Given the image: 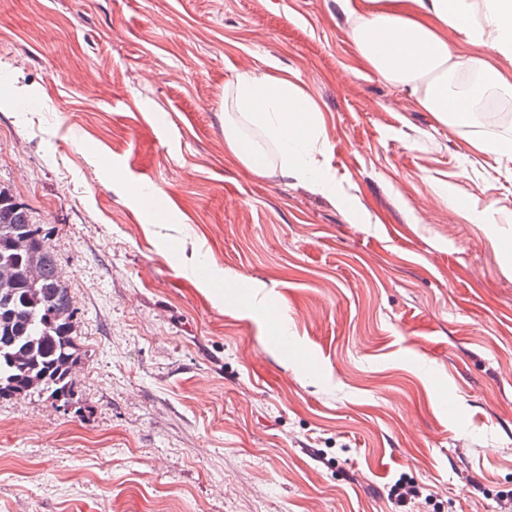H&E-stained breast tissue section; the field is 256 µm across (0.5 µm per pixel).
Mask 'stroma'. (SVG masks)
<instances>
[{
	"label": "stroma",
	"instance_id": "stroma-1",
	"mask_svg": "<svg viewBox=\"0 0 512 512\" xmlns=\"http://www.w3.org/2000/svg\"><path fill=\"white\" fill-rule=\"evenodd\" d=\"M351 25L339 0H0V187L82 352L78 409L0 398V512H502L512 163ZM246 68L318 107L338 195L229 150ZM402 475L426 497L398 506Z\"/></svg>",
	"mask_w": 512,
	"mask_h": 512
}]
</instances>
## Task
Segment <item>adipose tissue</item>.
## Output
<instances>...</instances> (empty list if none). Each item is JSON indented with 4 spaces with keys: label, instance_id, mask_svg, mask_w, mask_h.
I'll return each mask as SVG.
<instances>
[{
    "label": "adipose tissue",
    "instance_id": "1",
    "mask_svg": "<svg viewBox=\"0 0 512 512\" xmlns=\"http://www.w3.org/2000/svg\"><path fill=\"white\" fill-rule=\"evenodd\" d=\"M349 15L357 50L378 78L406 88L420 108L449 126L465 120L470 110L461 75L476 70L493 78L497 72L486 60L452 56L441 28L453 27L467 41L512 57V0H367ZM232 103L263 135L247 141L232 131L225 134L227 146L249 170L261 168L264 146L272 143L284 176L308 182L317 193H336L319 160L317 109L298 85L244 69L235 77Z\"/></svg>",
    "mask_w": 512,
    "mask_h": 512
}]
</instances>
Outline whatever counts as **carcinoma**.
Wrapping results in <instances>:
<instances>
[{
  "label": "carcinoma",
  "mask_w": 512,
  "mask_h": 512,
  "mask_svg": "<svg viewBox=\"0 0 512 512\" xmlns=\"http://www.w3.org/2000/svg\"><path fill=\"white\" fill-rule=\"evenodd\" d=\"M0 398L38 393L66 404L80 362L69 287L26 208L0 189Z\"/></svg>",
  "instance_id": "1"
}]
</instances>
